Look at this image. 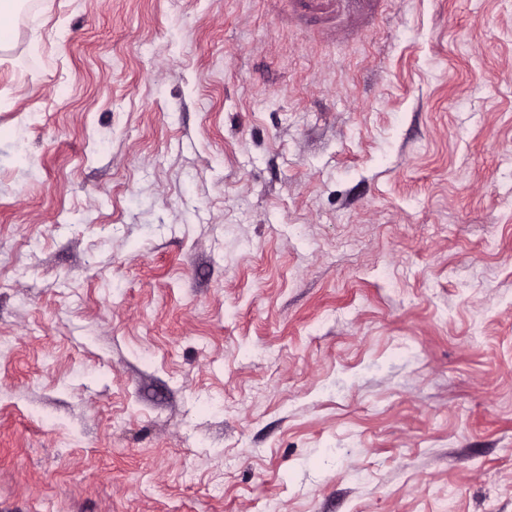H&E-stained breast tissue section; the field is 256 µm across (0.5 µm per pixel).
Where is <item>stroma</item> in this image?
I'll use <instances>...</instances> for the list:
<instances>
[{
  "label": "stroma",
  "instance_id": "35a3bbf8",
  "mask_svg": "<svg viewBox=\"0 0 512 512\" xmlns=\"http://www.w3.org/2000/svg\"><path fill=\"white\" fill-rule=\"evenodd\" d=\"M0 512H512V0H21Z\"/></svg>",
  "mask_w": 512,
  "mask_h": 512
}]
</instances>
